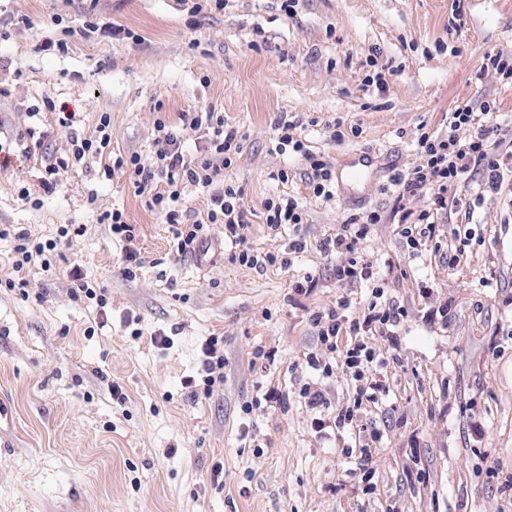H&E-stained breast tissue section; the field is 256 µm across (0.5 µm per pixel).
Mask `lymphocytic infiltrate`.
Wrapping results in <instances>:
<instances>
[{
	"label": "lymphocytic infiltrate",
	"mask_w": 512,
	"mask_h": 512,
	"mask_svg": "<svg viewBox=\"0 0 512 512\" xmlns=\"http://www.w3.org/2000/svg\"><path fill=\"white\" fill-rule=\"evenodd\" d=\"M183 121L200 134L203 142L200 157L189 158L182 148L180 129L161 121L156 125L158 135L153 142L150 162H143L139 154L133 153L116 156L103 168L108 177L118 171L129 174L136 194L144 197L148 207L158 210L172 227L177 252L181 255L195 251L197 244L202 243L205 226H223L225 239L236 242L240 239V229L247 222L241 188L223 179L225 169L233 165L242 151V137L238 130L225 124L223 113L211 108L185 113ZM109 127L110 119L104 116L100 119L98 138L71 135V157L57 158L55 163L47 167L41 182L43 190L48 193L55 191L56 174L59 169L68 167L69 163H78L89 157H103L112 140ZM464 127L471 130L470 136L465 139L458 135ZM417 146L426 158L425 164L394 179L398 188L397 209L401 215L398 234L407 247L414 250L432 241L436 212L460 206L464 199L462 191L469 188L472 172L478 170L483 174L475 194L476 201H484L486 195L500 190L503 169H512V126L494 121L490 105H483L481 111L477 112L472 106L463 104L450 114L447 137L439 138L424 131L417 138ZM187 183L211 191L205 221L189 224L184 219L178 201L181 197L180 187ZM427 192L434 195V211L416 212L407 208V200ZM99 221L109 225L113 238L123 244V276L135 277L141 267L135 226L128 224L125 214L118 210L103 212ZM376 221L373 215L368 216L362 224L357 219H350L340 225L336 234L324 241V253L343 258L336 267L338 280L373 279L372 266L358 264L355 253L366 239L369 225ZM82 233V227L66 224L60 228L58 239L43 241L24 231L14 233L10 229L0 228V238L13 240V270L16 277L9 280V287L26 288V272L34 265L48 267L47 256L56 249L59 238ZM382 296V290H373L362 316L353 320L345 315L348 302L344 299L338 301L336 307L312 316L321 347L328 352L338 351L342 354V373L347 384L355 390L352 404L333 408L324 385L332 371L321 366L319 359L314 356L308 357L307 364L319 371L321 379L305 384L297 394L299 402L314 413L311 425L315 432L339 435L348 429H356L355 446L363 470L362 479L366 482L374 477L370 445L380 441L382 433L375 424L358 427L354 420L362 409L383 403L389 387L380 371L390 363L389 358L376 353L370 341L380 338L387 341L389 348L398 346L396 328L400 322L399 314L382 304ZM345 331L352 335L353 340L343 346L339 343V337ZM202 353L204 359L199 378L186 382L188 394L194 399L209 396L215 385L224 380L223 337H207L202 345Z\"/></svg>",
	"instance_id": "f902f5d3"
}]
</instances>
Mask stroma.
I'll list each match as a JSON object with an SVG mask.
<instances>
[{
    "mask_svg": "<svg viewBox=\"0 0 512 512\" xmlns=\"http://www.w3.org/2000/svg\"><path fill=\"white\" fill-rule=\"evenodd\" d=\"M281 4L224 0L195 14L189 0H0V226L45 239L64 224L84 228L52 252L49 270L29 272L25 296L6 286L12 242L0 239V512H512L501 489L512 477V192L469 218L442 212L415 253L395 233L386 192L423 164L420 132L446 135L458 104L489 102L512 122V84L479 73L486 53L512 52V0ZM92 21L126 33L102 36ZM50 40L66 50H43ZM378 71L381 91L365 82ZM209 107L243 137L224 172L244 193L239 245L215 226L196 255L177 254L163 216L126 177L105 179L97 159L59 170L55 192L41 188L46 166L72 152L64 114L93 139L109 116L112 153L146 159L158 120ZM284 120L333 171L362 156L371 178L314 198L304 158L277 146ZM30 130L40 145L26 154ZM281 169L288 183L276 180ZM24 188L41 207L21 199ZM283 193L298 198L304 222L276 232L264 203ZM113 208L138 230L133 280L98 221ZM372 211L380 221L355 258L383 275L338 281L321 245ZM462 224L472 241L456 259L448 236ZM298 238L306 248L291 252ZM238 247L278 261L242 266L231 259ZM76 262L106 289L107 312L73 297ZM307 276L314 288L296 293ZM376 286L402 316L389 397L358 416L383 433L369 490L357 458L312 429L296 393L316 378L312 313L345 297L356 318ZM443 304L447 318L431 317ZM209 336L224 339V382L193 400L184 382ZM261 350L274 363L257 359ZM273 387L284 405L263 403Z\"/></svg>",
    "mask_w": 512,
    "mask_h": 512,
    "instance_id": "35a3bbf8",
    "label": "stroma"
}]
</instances>
